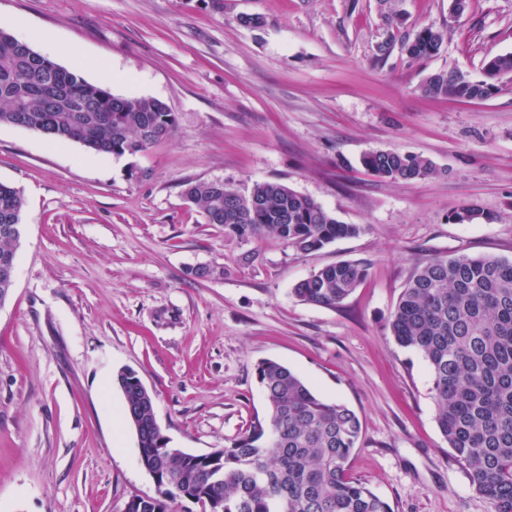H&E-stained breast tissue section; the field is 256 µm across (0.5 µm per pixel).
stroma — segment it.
Masks as SVG:
<instances>
[{
    "instance_id": "35a3bbf8",
    "label": "stroma",
    "mask_w": 512,
    "mask_h": 512,
    "mask_svg": "<svg viewBox=\"0 0 512 512\" xmlns=\"http://www.w3.org/2000/svg\"><path fill=\"white\" fill-rule=\"evenodd\" d=\"M398 5L390 31L379 0H0L28 29L108 59L113 94L177 116L169 138L122 157L0 125V182L26 201L0 306V512H122L156 496L118 371L152 394L171 447L202 454L266 418L265 359L356 412L349 473L393 512H493L437 426L426 360L389 319L432 255L512 258V74L484 100L421 89L441 70L482 78L512 53V0H467L459 14L451 0ZM427 23L447 36L412 61L401 39ZM388 149L429 158L437 175L392 182L362 166ZM194 181H278L364 231L311 254L240 240L185 199ZM466 206L483 219L453 223ZM340 261L368 266L341 305L293 295Z\"/></svg>"
}]
</instances>
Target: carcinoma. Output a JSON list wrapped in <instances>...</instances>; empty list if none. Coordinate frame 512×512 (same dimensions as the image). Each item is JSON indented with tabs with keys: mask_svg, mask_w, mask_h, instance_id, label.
Segmentation results:
<instances>
[{
	"mask_svg": "<svg viewBox=\"0 0 512 512\" xmlns=\"http://www.w3.org/2000/svg\"><path fill=\"white\" fill-rule=\"evenodd\" d=\"M446 32L433 23L406 38L407 56L424 61ZM512 74V54L485 65L484 78L461 70L430 74L432 97L483 100L494 80ZM34 130L87 151L135 155L170 136L177 117L159 99L115 95L46 58L0 29V125ZM363 166L393 182L438 173L427 158L399 150L365 154ZM184 196L208 224L240 238L277 237L302 253L361 233L314 199L266 181L239 191L222 182L187 184ZM20 189L0 182V263L16 255L24 224ZM367 276V265L342 261L312 272L293 294L302 302L339 306ZM396 342L422 353L431 373L437 423L477 493L494 512H512V259L436 254L412 274L391 313ZM268 417L224 448L193 455L169 447L154 419L151 395L135 372L118 374L126 418L136 429L139 461L160 474L155 497H137L128 512H173L188 500L202 512H393L390 504L349 474L361 435L356 413L321 399L298 374L273 360L256 366Z\"/></svg>",
	"mask_w": 512,
	"mask_h": 512,
	"instance_id": "cac0c4a2",
	"label": "carcinoma"
}]
</instances>
